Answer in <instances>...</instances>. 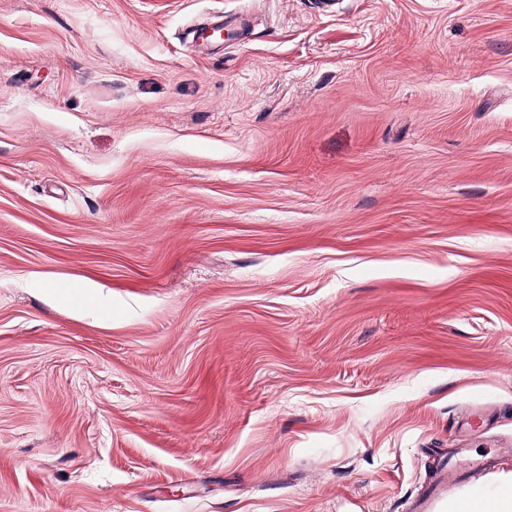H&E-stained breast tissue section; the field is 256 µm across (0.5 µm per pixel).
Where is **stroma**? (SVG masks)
<instances>
[{"label": "stroma", "mask_w": 512, "mask_h": 512, "mask_svg": "<svg viewBox=\"0 0 512 512\" xmlns=\"http://www.w3.org/2000/svg\"><path fill=\"white\" fill-rule=\"evenodd\" d=\"M506 444L512 0H0V512H405ZM451 467H442L435 474L432 482L409 502L407 512H441L442 498L448 490V471ZM441 501V502H440Z\"/></svg>", "instance_id": "1"}]
</instances>
